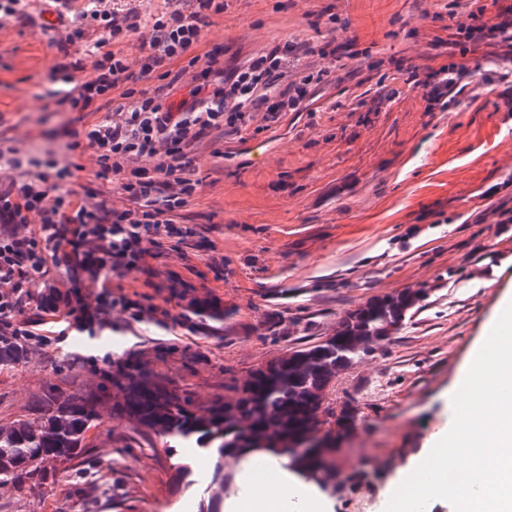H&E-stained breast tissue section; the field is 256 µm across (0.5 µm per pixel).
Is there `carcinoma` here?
I'll return each instance as SVG.
<instances>
[{"label": "carcinoma", "mask_w": 512, "mask_h": 512, "mask_svg": "<svg viewBox=\"0 0 512 512\" xmlns=\"http://www.w3.org/2000/svg\"><path fill=\"white\" fill-rule=\"evenodd\" d=\"M421 299V292L404 289L369 300L348 312L333 335L230 382L224 397L204 407L139 362L112 367L107 385L67 389L49 380L28 414L0 424V482L54 487L55 465L79 460L93 447L101 409L110 401L112 419L135 422L163 439H193L213 458L197 512H223L236 476L224 470L225 459L237 464L257 450L288 449L289 468L334 496L360 477L336 469L329 454L331 443L353 432L356 411L343 408L335 429L321 432L326 390L340 371L388 339ZM27 352L28 345L1 336L0 372L13 371Z\"/></svg>", "instance_id": "1"}]
</instances>
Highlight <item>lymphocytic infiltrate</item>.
Instances as JSON below:
<instances>
[{
	"instance_id": "f902f5d3",
	"label": "lymphocytic infiltrate",
	"mask_w": 512,
	"mask_h": 512,
	"mask_svg": "<svg viewBox=\"0 0 512 512\" xmlns=\"http://www.w3.org/2000/svg\"><path fill=\"white\" fill-rule=\"evenodd\" d=\"M224 0H0V27L55 15L57 22L82 20L57 41L48 77L58 105L91 115L90 123L72 130L67 150L94 153L93 180L77 183V165L56 156L27 158L14 147L0 149V335L19 336L40 347L55 341L59 326L81 330L112 325V312L132 318L153 316L136 285L152 287V260L164 253L165 241L185 243L191 228L179 212L203 188L196 170V148L209 134L242 127L251 113L274 119L295 110L312 84L328 79L325 71L286 81L290 59L300 44L284 41L251 57L232 72L224 70V51L204 49L206 30L223 14ZM151 36L139 39L143 28ZM458 38L488 46H506L512 61V15L491 22L484 10L468 12ZM138 41L139 71H131L123 45ZM81 45V54L70 51ZM90 78H83L84 69ZM190 73L188 92L171 102L163 88L146 89L145 81ZM468 70L449 65L419 78L427 98L447 104ZM116 109L119 118L101 117ZM125 195L129 207L115 209L104 185ZM64 268L65 287L48 278L50 266ZM35 304L37 323L20 320L23 306Z\"/></svg>"
}]
</instances>
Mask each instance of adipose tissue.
Instances as JSON below:
<instances>
[{"instance_id": "ef3b65f1", "label": "adipose tissue", "mask_w": 512, "mask_h": 512, "mask_svg": "<svg viewBox=\"0 0 512 512\" xmlns=\"http://www.w3.org/2000/svg\"><path fill=\"white\" fill-rule=\"evenodd\" d=\"M267 465L277 475L273 487L259 483L247 485L244 490L253 512H322L317 489L292 475L287 453L268 455Z\"/></svg>"}]
</instances>
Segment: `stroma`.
<instances>
[{
  "mask_svg": "<svg viewBox=\"0 0 512 512\" xmlns=\"http://www.w3.org/2000/svg\"><path fill=\"white\" fill-rule=\"evenodd\" d=\"M480 5L492 19L512 0H224L206 40L223 47L225 69L288 39L313 48L289 79L322 70L329 80L277 119L255 112L204 139V188L181 218L195 234L154 263L160 315L134 321L116 310L111 328L70 331L56 352L29 346L0 374V423L27 413L46 380L94 386L124 359L149 362L205 402L225 380L333 335L368 300L419 290L400 329L340 372L325 400L333 412L356 408L336 464L363 473L327 498V512H383L397 470L447 431L464 369L512 296V223L500 212L512 201V78L494 71L504 47L461 54L452 44L453 7ZM51 37L18 22L0 29V147L87 168L90 151L64 149L74 115L51 95ZM330 40L337 55H319ZM452 62L481 72L455 109L429 110L410 76ZM192 299L217 305L223 321L188 315ZM185 464L188 488L176 478ZM210 466L189 443L169 449L114 420L107 405L86 457L44 493L0 483V512H197Z\"/></svg>",
  "mask_w": 512,
  "mask_h": 512,
  "instance_id": "stroma-1",
  "label": "stroma"
}]
</instances>
